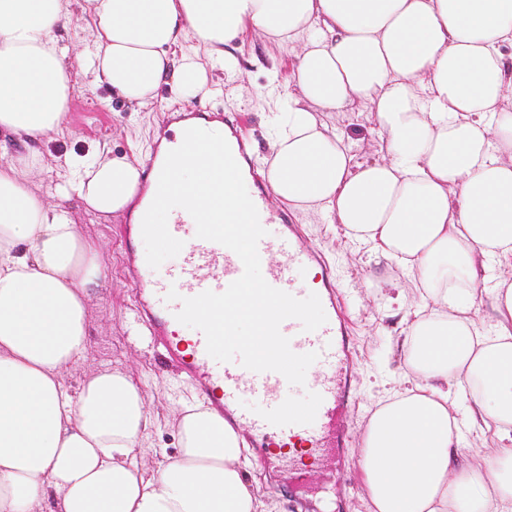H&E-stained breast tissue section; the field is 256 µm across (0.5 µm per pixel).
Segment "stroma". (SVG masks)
I'll return each mask as SVG.
<instances>
[{
    "mask_svg": "<svg viewBox=\"0 0 512 512\" xmlns=\"http://www.w3.org/2000/svg\"><path fill=\"white\" fill-rule=\"evenodd\" d=\"M91 25L87 15L76 11L62 33L61 44L70 56L72 95L62 131L50 134L40 145L45 189H53L58 182L55 160L67 154H82L104 146L116 155L136 154L150 159L162 139L171 138V124L198 106L209 107L210 119L241 128L253 155L251 166L260 170L262 158L270 154L268 141L275 130L276 107L271 96L288 93V81L281 72L294 57L295 46L272 45L258 34H248L234 50L238 70L225 73L217 92L179 100L166 89L152 105L140 110L108 86L88 80L84 62ZM330 121L356 160L372 162L381 158L383 141L372 112L357 105L351 111L331 116ZM72 208L81 214V233L102 246L97 262L105 280L89 311L87 350L68 368L66 381L78 386L86 374L103 368L130 372L157 415L141 441V457L149 464L162 453L176 457L179 435L172 412L197 396L198 391L173 367L162 364L161 353L153 347L149 329L139 317L126 262L130 254H144V242L126 233L130 215L104 217L87 213L77 201ZM292 217L301 224L307 243L326 254L333 278L347 302L355 354L350 372L355 398L349 415L351 435L340 451L342 478L333 480L319 471L312 478V489L304 490L296 485L288 462H281L274 469L261 467L251 449L246 453V480L263 512H367L357 442L369 408L405 370L401 358L391 350L393 312L378 304L389 282L401 279L402 273L396 266L376 263L369 252L344 235L341 225L297 211Z\"/></svg>",
    "mask_w": 512,
    "mask_h": 512,
    "instance_id": "obj_1",
    "label": "stroma"
}]
</instances>
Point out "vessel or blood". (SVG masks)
<instances>
[{"label": "vessel or blood", "mask_w": 512, "mask_h": 512, "mask_svg": "<svg viewBox=\"0 0 512 512\" xmlns=\"http://www.w3.org/2000/svg\"><path fill=\"white\" fill-rule=\"evenodd\" d=\"M252 200L266 231L258 243L266 282L296 298H305L308 290L302 285V276L306 269L319 263V256L305 244L296 225L270 208L265 187H257ZM168 229L181 240L195 237L196 243L165 278H141L136 283L155 346L161 349L172 367L196 382L211 409L223 416L225 422L248 431L262 464H271L272 449L277 440L284 438L303 439L307 453L316 464H323L325 449L340 448L345 443L346 430L337 424L336 417L353 402L342 295L330 280H322L316 293L326 314V323L313 332L304 331L301 322L295 319L285 320L280 327L282 334L289 338L292 351L318 355L315 365L320 373L309 384L312 405L305 412L293 409V387L283 375L273 371L254 372L236 360L216 361L206 351L203 333H196L189 344L178 336L176 314L182 308V298L207 290L223 292L242 275L244 267L232 250L196 238V226L190 215L177 214ZM173 289L177 290L178 299L169 301L164 314H157L156 301L166 298ZM244 396L255 401L254 409H240L239 401Z\"/></svg>", "instance_id": "vessel-or-blood-1"}]
</instances>
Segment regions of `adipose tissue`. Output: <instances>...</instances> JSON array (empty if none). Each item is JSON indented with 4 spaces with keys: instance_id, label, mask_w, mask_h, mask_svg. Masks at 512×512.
<instances>
[{
    "instance_id": "ef3b65f1",
    "label": "adipose tissue",
    "mask_w": 512,
    "mask_h": 512,
    "mask_svg": "<svg viewBox=\"0 0 512 512\" xmlns=\"http://www.w3.org/2000/svg\"><path fill=\"white\" fill-rule=\"evenodd\" d=\"M86 73L127 101L209 94L248 32L299 44L263 171L275 199L343 224L400 267L407 385L358 443L370 512H512V0H85ZM71 0H0V512H260L242 436L198 403L148 468L153 423L128 372L64 378L87 347L98 246L67 208L124 212L141 159L38 143L71 93ZM361 104L385 156L354 164L326 118ZM489 304L488 319L475 312Z\"/></svg>"
}]
</instances>
